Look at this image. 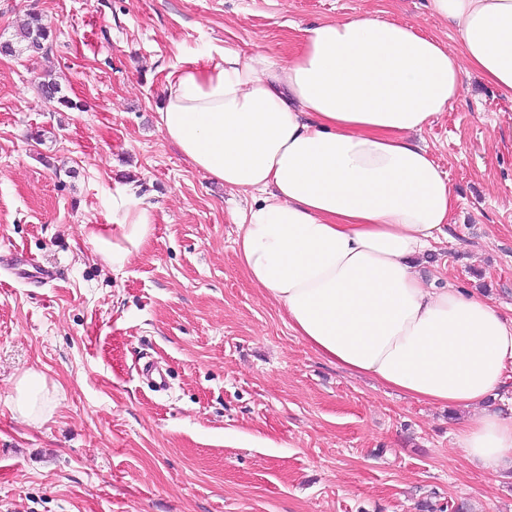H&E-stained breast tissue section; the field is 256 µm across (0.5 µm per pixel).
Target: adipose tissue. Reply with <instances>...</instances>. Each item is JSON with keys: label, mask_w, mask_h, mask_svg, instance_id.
<instances>
[{"label": "adipose tissue", "mask_w": 512, "mask_h": 512, "mask_svg": "<svg viewBox=\"0 0 512 512\" xmlns=\"http://www.w3.org/2000/svg\"><path fill=\"white\" fill-rule=\"evenodd\" d=\"M432 4L458 48L376 13L308 29L282 65L227 46L171 68L157 125L198 170L255 195L236 217L235 254L294 336L417 401L474 410L457 431L460 454L496 474L512 469V414L492 406L512 364V323L419 272L456 199L415 136L459 97L463 71L512 101V0ZM152 224L150 207L119 190L109 233L86 235L118 271ZM7 406L32 424L51 416L35 373Z\"/></svg>", "instance_id": "obj_1"}]
</instances>
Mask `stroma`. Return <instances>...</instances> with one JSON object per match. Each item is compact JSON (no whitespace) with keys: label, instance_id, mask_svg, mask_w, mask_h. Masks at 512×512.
<instances>
[{"label":"stroma","instance_id":"35a3bbf8","mask_svg":"<svg viewBox=\"0 0 512 512\" xmlns=\"http://www.w3.org/2000/svg\"><path fill=\"white\" fill-rule=\"evenodd\" d=\"M381 12L455 45L431 0H0L44 50L0 57V512H512V471L457 452L461 410L349 374L297 339L234 251L250 195L194 168L157 126L165 76L230 45L285 61L321 22ZM52 75L74 108L38 91ZM457 205L420 270L512 319V102L479 74L422 133ZM153 209L113 272L84 224L112 194ZM36 260L52 278L24 275ZM154 361L169 389L140 370ZM42 375L51 418L7 407Z\"/></svg>","mask_w":512,"mask_h":512}]
</instances>
